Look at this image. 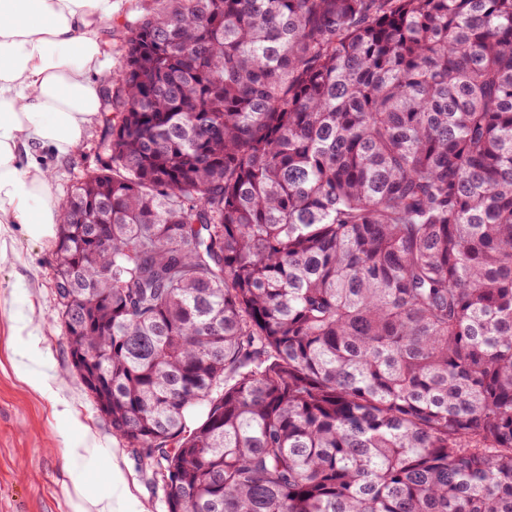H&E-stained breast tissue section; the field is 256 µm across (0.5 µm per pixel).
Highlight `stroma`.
<instances>
[{"label":"stroma","mask_w":512,"mask_h":512,"mask_svg":"<svg viewBox=\"0 0 512 512\" xmlns=\"http://www.w3.org/2000/svg\"><path fill=\"white\" fill-rule=\"evenodd\" d=\"M156 0H123L119 15L101 25V37L113 64L124 57L127 22L153 13ZM103 115H96L83 141L68 155L44 153L43 162L54 173L52 191L64 196L72 184L105 160L101 148ZM4 238L6 256L0 259V512H73L71 475L82 472L88 494L106 493L103 472L108 451H116L132 491L147 501L150 512H167L166 488L140 471L132 451L113 436L105 418L87 394L71 366L69 349L57 316L53 265L55 241L35 239L24 225H9ZM33 316L38 351L29 348L28 336L15 335L11 317ZM26 368H43L59 384L56 395L43 396L22 379ZM76 419L61 415L62 406ZM92 435L106 454L98 462L73 461L65 449L81 447Z\"/></svg>","instance_id":"1"}]
</instances>
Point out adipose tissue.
Masks as SVG:
<instances>
[{
  "label": "adipose tissue",
  "instance_id": "adipose-tissue-1",
  "mask_svg": "<svg viewBox=\"0 0 512 512\" xmlns=\"http://www.w3.org/2000/svg\"><path fill=\"white\" fill-rule=\"evenodd\" d=\"M118 0H0V225L51 236L60 200L38 151L64 155L99 112L97 74L109 68L99 35ZM109 491L79 493L73 512H148L132 495L119 462L105 473Z\"/></svg>",
  "mask_w": 512,
  "mask_h": 512
}]
</instances>
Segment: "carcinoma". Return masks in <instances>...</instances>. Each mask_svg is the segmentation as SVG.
Listing matches in <instances>:
<instances>
[{"instance_id":"1","label":"carcinoma","mask_w":512,"mask_h":512,"mask_svg":"<svg viewBox=\"0 0 512 512\" xmlns=\"http://www.w3.org/2000/svg\"><path fill=\"white\" fill-rule=\"evenodd\" d=\"M62 200L73 368L167 512H512V0H158Z\"/></svg>"}]
</instances>
